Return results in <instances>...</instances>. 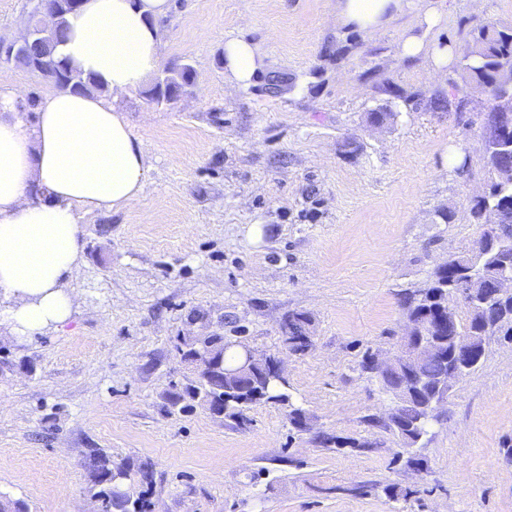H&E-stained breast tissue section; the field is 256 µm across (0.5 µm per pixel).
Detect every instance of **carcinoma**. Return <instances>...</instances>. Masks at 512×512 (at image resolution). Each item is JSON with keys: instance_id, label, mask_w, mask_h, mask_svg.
I'll return each mask as SVG.
<instances>
[{"instance_id": "cac0c4a2", "label": "carcinoma", "mask_w": 512, "mask_h": 512, "mask_svg": "<svg viewBox=\"0 0 512 512\" xmlns=\"http://www.w3.org/2000/svg\"><path fill=\"white\" fill-rule=\"evenodd\" d=\"M55 6L56 25L24 43L23 50L14 62L28 69L47 70L62 90L74 92H105L94 77L55 57L56 48L65 36L66 17L73 12L69 0H52ZM460 66L463 78L470 84L491 93L497 104L486 117V131L495 135L486 151L485 163L491 174L489 191L473 201L471 212L476 221L496 215V228L482 231L475 246L470 267L461 271L455 262L448 261V268L434 270L426 288L405 297L409 317L430 321L440 340L443 356L452 347L453 330L443 321L448 313V294L458 289L459 283L472 278L476 287L483 290L484 316L497 332L512 337V297L496 294L497 281L504 272H512V91L506 83L512 80V31L486 23L474 30L463 53ZM193 67L185 63L167 69L157 76L146 91L149 101L156 104L171 103L185 86L192 83ZM311 320L303 313L289 316L282 324L283 335L297 342V350L305 351ZM204 348L216 368L215 375L187 388L184 393L170 396L171 405L186 410L200 404L224 413L236 420L244 419V412L261 402L288 403L290 420L298 427L305 421L303 409L291 402L288 380L271 379L272 370L266 362H256L248 369H241L242 350L224 342L222 336H203L183 343L178 348L185 359L192 351ZM443 367L439 359L419 366L421 376L431 383L438 382ZM428 420L425 410L417 405L408 407L397 423L385 427L400 436L406 432L426 434ZM94 469L89 471L87 493L100 499L104 512H154L150 490L154 482L153 465L116 463L106 451L93 450Z\"/></svg>"}]
</instances>
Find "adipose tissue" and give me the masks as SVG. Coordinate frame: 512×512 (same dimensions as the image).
<instances>
[{"instance_id":"ef3b65f1","label":"adipose tissue","mask_w":512,"mask_h":512,"mask_svg":"<svg viewBox=\"0 0 512 512\" xmlns=\"http://www.w3.org/2000/svg\"><path fill=\"white\" fill-rule=\"evenodd\" d=\"M408 0H335L336 24L385 30ZM169 0H84L67 17L60 58L93 75L105 94L59 90L40 101L35 125L17 90L0 88V323L36 334L64 323L78 271L80 213L119 210L141 197L144 152L115 96L141 86L163 59L159 22ZM231 89L247 88L265 64L260 43L238 35L223 48Z\"/></svg>"}]
</instances>
